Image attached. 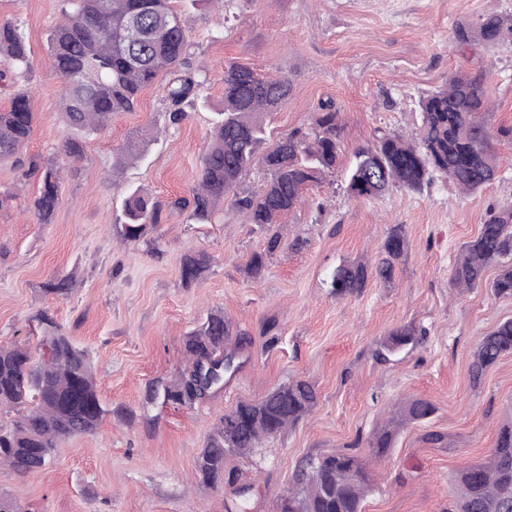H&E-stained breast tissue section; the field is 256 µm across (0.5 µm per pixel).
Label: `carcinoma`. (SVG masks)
<instances>
[{
	"label": "carcinoma",
	"mask_w": 512,
	"mask_h": 512,
	"mask_svg": "<svg viewBox=\"0 0 512 512\" xmlns=\"http://www.w3.org/2000/svg\"><path fill=\"white\" fill-rule=\"evenodd\" d=\"M139 29L131 35L130 24ZM179 13L169 0H72L51 30L47 50L63 85L64 118L83 136L105 129L112 115L132 112L144 89L162 72L173 74L164 87L170 103V123L185 116V106L198 101L201 82L181 70L186 49L183 26L173 24ZM512 37V15L492 14L473 24H461L453 38L462 48L474 42L494 44ZM0 58L14 75L32 68L26 42L18 27L0 23ZM288 78H262L241 65L224 68V107L216 113L214 134L202 162L200 179L190 198L178 201L189 210V220L206 224L224 196L235 191L241 175L251 166L263 139L262 114L273 112L288 99ZM421 126L416 140L394 132L355 151L346 171L347 192L355 198H374L398 187L419 192L441 174L466 192H476L496 176L499 162L491 146L490 112L484 74L461 72L448 85L420 100ZM34 122L29 95L12 97L0 111V160L16 155L26 145ZM339 113L321 105V113L307 130L296 129L281 138L263 158L270 174L258 197H239L238 208L251 224L265 226L291 211L310 182L336 170L342 152ZM40 173L41 190L34 208L42 224L51 222L58 204L60 168L30 163ZM163 206L140 188L124 200L114 235L124 244L143 239L161 223ZM384 249L387 258L371 268L364 263L341 265L331 276L333 293L353 296L368 278L393 277L395 262L405 251L399 228L391 230ZM512 209L494 212L477 237L464 245L452 276L456 288H476L486 269L501 268L491 284L499 295H512ZM209 257L203 251L183 257L181 277L187 284L206 271ZM44 289L67 298L73 281L56 276ZM42 354L18 345L0 346V407L21 409L11 427L0 426V467L18 475L44 468L55 448L65 439L95 431L109 410L101 404L86 351L76 346L49 315L40 318ZM233 325L221 310L210 311L199 329L184 341V368L170 380L149 387V399L191 407L211 391L224 386V377L235 370V351L227 350ZM418 341L417 330L403 325L393 330L378 351L388 359L397 349ZM512 353V319L500 323L478 345L470 376L479 385L487 370L501 356ZM315 386L295 380L259 401L240 402L215 423L195 466L207 486L224 485V462L230 455H244L258 443L295 427L316 406ZM435 411L424 399L404 403L396 416L370 441L372 458L386 457L399 428L424 420ZM456 512H512V422L501 426L495 447L484 462L468 464L455 473ZM371 489L367 463L354 455L335 453L309 463L297 490L289 495L292 512H362V501Z\"/></svg>",
	"instance_id": "1"
}]
</instances>
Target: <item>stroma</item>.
Segmentation results:
<instances>
[{"label":"stroma","instance_id":"stroma-1","mask_svg":"<svg viewBox=\"0 0 512 512\" xmlns=\"http://www.w3.org/2000/svg\"><path fill=\"white\" fill-rule=\"evenodd\" d=\"M67 7L66 0H0V22L20 27L32 58L24 78L0 82V109L24 91L35 114L22 153L0 161V345L40 355L39 317L49 314L86 350L109 413L93 433L62 441L43 469L24 476L0 469V494L15 497L20 512H238L244 503L251 512H275L309 460L347 452L372 470L363 512H451L456 470L485 460L512 419V353L480 385L470 378L481 338L512 319V296L490 288L494 265L485 286L451 284L462 245L490 209L512 206V41L463 53L452 32L512 14V0H224L220 8L172 0L185 29L184 68L203 81L206 106L187 107L185 119L170 125L166 79L158 77L135 111L113 117L70 160L63 157L62 84L47 58L48 35ZM230 64L291 83L287 102L263 117L265 140L240 191L265 188L263 154L310 127L321 104L333 103L342 124L340 168L268 228L248 223L231 194L208 224L192 223L177 205L200 177ZM470 67L485 73L496 179L474 193L438 176L419 193L350 197L345 167L354 151L385 132L412 136L421 99ZM139 131L153 136L145 157L115 169ZM33 161L63 167L48 224L35 216ZM133 187L159 200L164 218L143 241L124 246L113 224ZM395 226L406 251L393 279H370L354 296L333 294L334 270L377 265ZM275 233L281 244L266 253ZM193 251L205 252L209 265L187 284L180 263ZM256 252L266 258L255 279L248 263ZM58 275L75 280L68 298L43 290ZM213 309L245 338L238 371L190 408L148 400V386L182 366L185 336ZM404 324L420 330L416 345L379 360L381 343ZM298 379L317 389L312 412L249 454L228 457L225 470L236 482L202 484L195 461L216 420ZM415 398L431 402L434 414L405 425L389 456L373 462L372 437ZM120 408L132 421L117 416ZM242 484L244 501L236 492Z\"/></svg>","mask_w":512,"mask_h":512}]
</instances>
